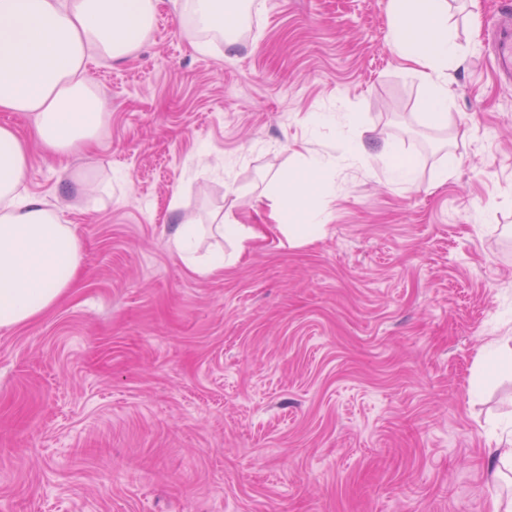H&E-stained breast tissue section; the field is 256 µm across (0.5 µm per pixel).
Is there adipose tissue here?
I'll use <instances>...</instances> for the list:
<instances>
[{"label":"adipose tissue","mask_w":512,"mask_h":512,"mask_svg":"<svg viewBox=\"0 0 512 512\" xmlns=\"http://www.w3.org/2000/svg\"><path fill=\"white\" fill-rule=\"evenodd\" d=\"M390 42L423 82L429 119L447 124L448 72L459 65L448 36V0H390ZM158 0H0V112L32 118L52 157L95 141L105 114L86 76L89 60L136 52L153 29ZM28 146L0 125V328L30 323L79 277L82 246L72 225L25 190ZM200 227L178 225L174 252L193 272L220 273L224 257L195 254Z\"/></svg>","instance_id":"ef3b65f1"}]
</instances>
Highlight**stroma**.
I'll return each instance as SVG.
<instances>
[{"mask_svg":"<svg viewBox=\"0 0 512 512\" xmlns=\"http://www.w3.org/2000/svg\"><path fill=\"white\" fill-rule=\"evenodd\" d=\"M503 0H448V125L389 43V0H243L235 51L161 0L93 60L97 144L26 189L82 242L74 288L0 329V512H492L512 426V82ZM415 170L391 178L373 155ZM458 163L446 168V153ZM287 237L280 176L316 167ZM100 181L95 194L80 176ZM254 232L202 277L171 247L214 213ZM506 10L500 16L494 32L493 49L500 73L507 79L512 78V9L511 4L505 5ZM481 367L484 375H491L501 370L512 368V351L485 350L481 356Z\"/></svg>","mask_w":512,"mask_h":512,"instance_id":"obj_1","label":"stroma"}]
</instances>
